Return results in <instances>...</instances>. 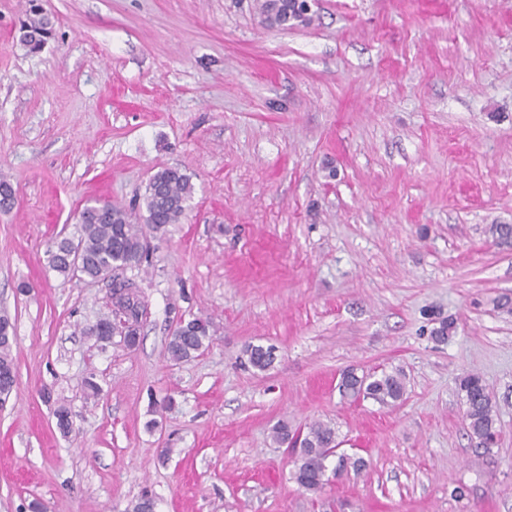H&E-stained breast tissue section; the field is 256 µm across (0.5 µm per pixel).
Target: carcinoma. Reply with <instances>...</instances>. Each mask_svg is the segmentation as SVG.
<instances>
[{"label": "carcinoma", "instance_id": "carcinoma-1", "mask_svg": "<svg viewBox=\"0 0 512 512\" xmlns=\"http://www.w3.org/2000/svg\"><path fill=\"white\" fill-rule=\"evenodd\" d=\"M308 0H265L264 13L271 26L293 27L312 20ZM27 37L20 44L30 53L42 50L52 36L50 17L34 0H29L27 21L23 24ZM16 194L13 186L0 181V211L13 207ZM191 176L177 168H163L149 179L142 201V214L135 217L125 208L110 202L104 207L87 205L83 208L79 235L63 237L54 242L52 268L65 278L81 276L93 283L104 282L109 287L112 310L122 320L111 322L99 317L85 332L95 338L100 347L122 345L128 349L136 344L137 330L146 316L147 302L132 273L148 262L151 240L162 238L167 226L179 222L193 199ZM79 253L81 267H76L69 253ZM214 334V325L206 317L194 316L177 323L166 343L168 359L188 361L205 351ZM13 330L8 316H0V366L14 367L12 358ZM271 346L250 345L246 349L248 362L258 371L273 366L276 356ZM344 398L371 399L383 405H395L404 400L407 389L404 374L398 370L358 374L346 371L338 385ZM465 418L469 434L478 445L490 449L497 443L496 410L492 396L477 373L460 378ZM59 431L70 433L72 421L69 408L60 404L54 411ZM336 429L323 422L308 427L301 446L294 449L293 479L302 489L317 494L329 484L330 477L349 473L360 474L366 468L362 457L339 453Z\"/></svg>", "mask_w": 512, "mask_h": 512}]
</instances>
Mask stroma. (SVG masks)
<instances>
[{"mask_svg": "<svg viewBox=\"0 0 512 512\" xmlns=\"http://www.w3.org/2000/svg\"><path fill=\"white\" fill-rule=\"evenodd\" d=\"M265 0H0V313L15 386L0 403V512H512V0H318L268 26ZM176 167L194 199L138 281L139 343L85 329L107 286L53 271L56 238L103 198L137 204ZM453 318L447 342L431 313ZM209 317L201 356L165 353ZM272 345L259 372L248 345ZM394 369L391 406L340 395ZM479 373L499 441L471 439L458 391ZM100 387L90 397L87 379ZM66 404L73 431L54 410ZM333 424L366 469L322 493L273 443ZM37 0H29V8L27 10V21L20 29H27L26 38H22L19 42L27 49L29 53H38L42 50L44 42L52 36L53 23L50 17L33 2ZM8 336V337H6ZM13 330L8 316H0V366L12 368L15 372L12 358ZM214 331V325L207 317L180 320L166 343L168 359L183 362L196 357L205 351Z\"/></svg>", "mask_w": 512, "mask_h": 512, "instance_id": "1", "label": "stroma"}]
</instances>
